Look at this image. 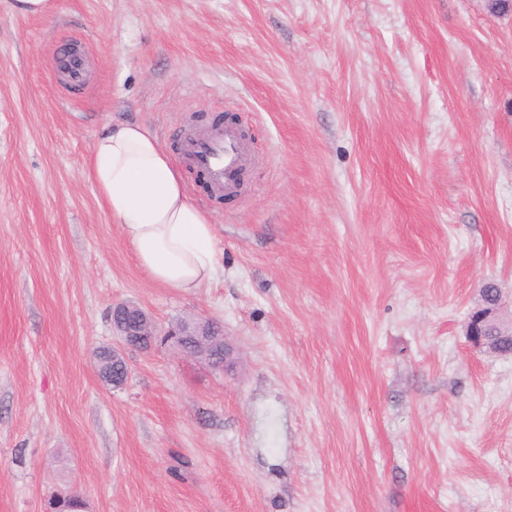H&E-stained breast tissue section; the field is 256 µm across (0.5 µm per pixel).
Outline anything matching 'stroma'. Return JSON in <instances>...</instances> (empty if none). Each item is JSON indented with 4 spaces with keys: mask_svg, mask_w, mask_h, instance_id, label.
Segmentation results:
<instances>
[{
    "mask_svg": "<svg viewBox=\"0 0 512 512\" xmlns=\"http://www.w3.org/2000/svg\"><path fill=\"white\" fill-rule=\"evenodd\" d=\"M0 0V512H512V12L489 0ZM84 83L57 76L70 43ZM230 116L259 163L218 272L152 282L91 182L112 120ZM217 323L236 366L129 348L116 304ZM493 288V290H489ZM480 299L465 323V334L470 342L484 349L488 347L489 336L512 335V321L503 319L504 301L501 288L493 282H485L479 289ZM107 352L111 355H107L104 349L96 351V356L99 357L97 361H101L103 368L106 371H112L109 375L102 376L99 372L101 379L114 386L123 384L128 376V365L126 363L123 352L120 349L112 348L107 349ZM114 366V368H112Z\"/></svg>",
    "mask_w": 512,
    "mask_h": 512,
    "instance_id": "35a3bbf8",
    "label": "stroma"
}]
</instances>
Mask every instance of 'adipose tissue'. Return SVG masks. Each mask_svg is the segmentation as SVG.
I'll return each instance as SVG.
<instances>
[{"instance_id": "ef3b65f1", "label": "adipose tissue", "mask_w": 512, "mask_h": 512, "mask_svg": "<svg viewBox=\"0 0 512 512\" xmlns=\"http://www.w3.org/2000/svg\"><path fill=\"white\" fill-rule=\"evenodd\" d=\"M89 177L155 283L190 292L216 275L215 232L170 155L142 125L113 121L94 140Z\"/></svg>"}]
</instances>
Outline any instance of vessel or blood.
<instances>
[{"mask_svg":"<svg viewBox=\"0 0 512 512\" xmlns=\"http://www.w3.org/2000/svg\"><path fill=\"white\" fill-rule=\"evenodd\" d=\"M182 152L184 160L205 176L217 197L236 194L241 173L255 161L248 133L236 123L187 137Z\"/></svg>","mask_w":512,"mask_h":512,"instance_id":"obj_1","label":"vessel or blood"}]
</instances>
